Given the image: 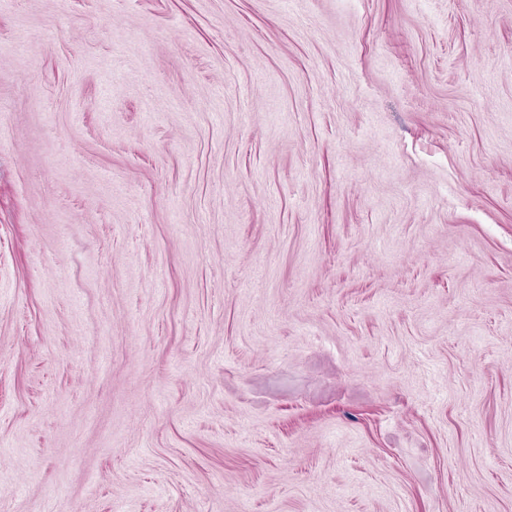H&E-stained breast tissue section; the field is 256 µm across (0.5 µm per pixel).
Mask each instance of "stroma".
<instances>
[{
	"instance_id": "35a3bbf8",
	"label": "stroma",
	"mask_w": 512,
	"mask_h": 512,
	"mask_svg": "<svg viewBox=\"0 0 512 512\" xmlns=\"http://www.w3.org/2000/svg\"><path fill=\"white\" fill-rule=\"evenodd\" d=\"M0 512H512V0H0Z\"/></svg>"
}]
</instances>
